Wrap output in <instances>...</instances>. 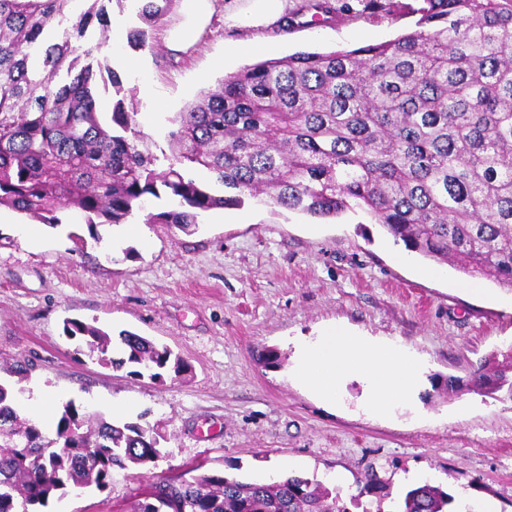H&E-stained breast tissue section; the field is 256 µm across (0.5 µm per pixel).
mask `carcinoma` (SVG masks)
<instances>
[{"instance_id": "1", "label": "carcinoma", "mask_w": 512, "mask_h": 512, "mask_svg": "<svg viewBox=\"0 0 512 512\" xmlns=\"http://www.w3.org/2000/svg\"><path fill=\"white\" fill-rule=\"evenodd\" d=\"M69 20L73 0H0V206L52 227L72 211L85 223L123 224L150 197L177 208L149 215L188 230L201 215L249 199L314 218L361 209L409 249L512 290V0H358L362 11L419 15L393 40L331 52H298L248 66L219 90L169 118L164 166L142 150L130 90L80 45L92 22L106 32L103 0ZM142 49L175 0H137ZM355 12L345 2L305 0L281 21L291 30ZM60 38L48 31L63 21ZM110 83L112 112L96 111L98 83ZM205 170L231 190L219 195L193 176ZM64 333L86 356L153 379L189 364L166 346L123 330L113 337L79 319ZM473 388L512 398V354L478 368ZM0 384V512H38L58 492L105 489L112 470L147 466L159 435L138 421L113 423L69 401L56 438L22 414L19 394ZM134 512H348L340 495L307 478L251 483L196 465L161 478ZM452 496L424 483L396 512H448Z\"/></svg>"}]
</instances>
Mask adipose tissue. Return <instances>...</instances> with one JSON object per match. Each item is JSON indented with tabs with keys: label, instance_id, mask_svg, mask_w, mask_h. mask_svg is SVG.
I'll list each match as a JSON object with an SVG mask.
<instances>
[{
	"label": "adipose tissue",
	"instance_id": "1",
	"mask_svg": "<svg viewBox=\"0 0 512 512\" xmlns=\"http://www.w3.org/2000/svg\"><path fill=\"white\" fill-rule=\"evenodd\" d=\"M289 0H179L180 19L166 33L169 49L194 48L217 9L231 19L261 26L285 15ZM421 361L396 342H377L332 328L315 341L296 348L294 377L325 403H335L343 377L354 375L368 388L370 409L388 414L398 404H413L418 396Z\"/></svg>",
	"mask_w": 512,
	"mask_h": 512
}]
</instances>
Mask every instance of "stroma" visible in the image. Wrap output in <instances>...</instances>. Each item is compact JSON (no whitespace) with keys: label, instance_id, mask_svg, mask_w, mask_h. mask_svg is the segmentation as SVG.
<instances>
[{"label":"stroma","instance_id":"obj_1","mask_svg":"<svg viewBox=\"0 0 512 512\" xmlns=\"http://www.w3.org/2000/svg\"><path fill=\"white\" fill-rule=\"evenodd\" d=\"M105 8L108 35L92 25L84 44L132 90L144 145L160 159L170 152L169 115L258 63L228 54L233 42L274 43L283 58L382 43L416 21L360 13L285 31L231 27L219 12L195 49L177 56L160 31L154 48H129L135 0ZM132 58L138 68L128 67ZM172 206L165 195L150 199L130 218L136 236L119 224L91 227L71 216L52 228L0 210V380L14 364L28 367L22 399L51 400L47 436L66 402L108 418L113 400L130 399L129 419L144 415L162 437L155 464L113 469L105 490L53 498L46 512H128L157 477L199 463L241 481L314 478L339 490L349 512H394L412 474L454 498L512 512V399L434 387L451 375L469 379L479 362L512 350L507 292L484 279L482 294H465L469 278L456 271L424 277L434 261L398 258L391 236L362 210L317 219L247 203L207 212L192 233L148 222ZM68 318L145 336L191 369L156 382L92 362L65 336ZM333 326L409 346L426 365L417 407L393 419L369 415L355 379L333 407L300 387L293 340ZM271 351L278 360L266 361ZM370 470L390 479L389 496L360 494Z\"/></svg>","mask_w":512,"mask_h":512}]
</instances>
